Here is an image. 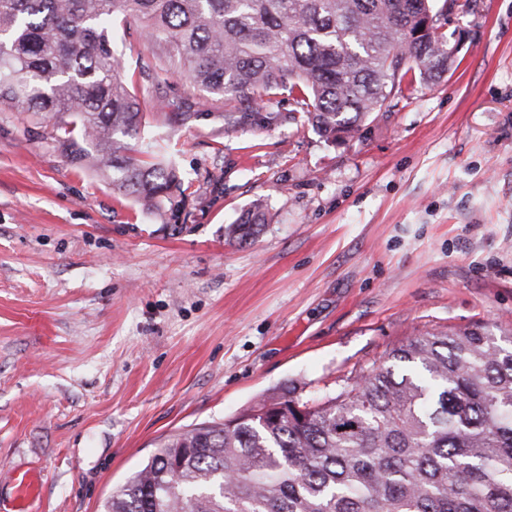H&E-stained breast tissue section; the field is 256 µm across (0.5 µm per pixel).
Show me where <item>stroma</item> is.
<instances>
[{"label": "stroma", "instance_id": "stroma-1", "mask_svg": "<svg viewBox=\"0 0 512 512\" xmlns=\"http://www.w3.org/2000/svg\"><path fill=\"white\" fill-rule=\"evenodd\" d=\"M442 30L461 45L444 79L334 146L299 120L225 129L223 101L153 79L160 51L128 22L126 74L184 178L176 220L0 112V512L27 469L34 512H103L171 434L338 391L415 336L512 332V0ZM259 199L268 223L227 243Z\"/></svg>", "mask_w": 512, "mask_h": 512}]
</instances>
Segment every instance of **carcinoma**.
Listing matches in <instances>:
<instances>
[{
  "label": "carcinoma",
  "mask_w": 512,
  "mask_h": 512,
  "mask_svg": "<svg viewBox=\"0 0 512 512\" xmlns=\"http://www.w3.org/2000/svg\"><path fill=\"white\" fill-rule=\"evenodd\" d=\"M449 1L0 0V112L48 123L73 166L147 210L177 208L183 179L146 142L116 22L138 21L162 49L154 77L224 101L225 129L298 112L342 144L390 97L448 72ZM278 97L296 112L253 111ZM267 221L258 200L226 236L246 243ZM294 402L303 414L254 417ZM103 512H512V347L483 325L428 333L334 394L262 398L168 438Z\"/></svg>",
  "instance_id": "carcinoma-1"
}]
</instances>
